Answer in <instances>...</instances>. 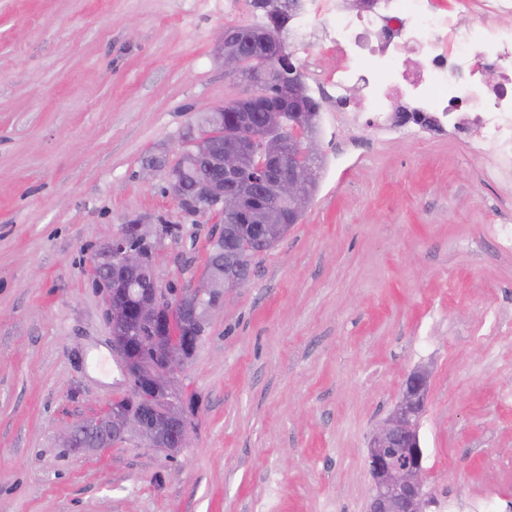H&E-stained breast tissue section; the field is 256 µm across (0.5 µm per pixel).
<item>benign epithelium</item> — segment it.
Returning <instances> with one entry per match:
<instances>
[{"mask_svg":"<svg viewBox=\"0 0 512 512\" xmlns=\"http://www.w3.org/2000/svg\"><path fill=\"white\" fill-rule=\"evenodd\" d=\"M257 38L265 45V52L250 57L230 55L224 57L225 73L233 78H243L251 86L224 105L220 111L249 112L256 104L260 91L269 84H277L280 94L263 103V111L272 115L290 113L292 124L283 129V121H265L260 126L252 124L248 117L237 126L235 146L214 155L209 149V136L195 141L200 155L215 170L224 173V184L216 188L205 186L204 197L207 209L216 211L240 225L257 245L268 241V230L255 219L258 208L271 201L281 205L287 212L288 223H300L310 198L304 185L312 178L311 160L317 157V143L311 137L302 136V126L312 112L307 88L296 65L293 53L289 52L274 31H264ZM259 155L252 178L244 181L240 177L243 169L242 157ZM147 241L153 234L145 221L135 219L130 231H121L109 241L112 263L120 279L121 287L132 288L137 280L149 282L147 291L135 303L129 304L111 288L101 287L105 303L106 318L113 327L116 348L125 353L124 341L119 338L120 329L133 320H144L158 314L172 321L195 312L194 306L186 303L183 294L162 287L154 277V270L162 258V250L156 247L145 251L128 242L129 234ZM235 288L227 287L212 279H202L193 290L196 302L203 304L214 295L219 300L207 306L212 317L224 310V303L233 298ZM129 376L136 380L134 397L150 407L164 409L161 426L173 431V440L178 448L187 447L192 423L181 412L179 405L168 401L167 388L175 381L183 363L169 359L159 365L142 366L125 358ZM429 393V373L417 369L410 373L402 386L398 403L390 415L372 434L368 444L367 465L373 481V495L367 512H425L424 451L421 447L418 421L425 408ZM116 427L126 435L146 433L144 422L135 415L116 416ZM402 446L405 459L390 462L383 455L386 448Z\"/></svg>","mask_w":512,"mask_h":512,"instance_id":"7a95c632","label":"benign epithelium"}]
</instances>
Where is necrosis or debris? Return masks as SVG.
Returning <instances> with one entry per match:
<instances>
[{
  "mask_svg": "<svg viewBox=\"0 0 512 512\" xmlns=\"http://www.w3.org/2000/svg\"><path fill=\"white\" fill-rule=\"evenodd\" d=\"M474 27L445 0H298L302 37L334 52L318 86L336 119L380 138L446 130L490 184H512V0H474ZM360 87L350 99L351 87Z\"/></svg>",
  "mask_w": 512,
  "mask_h": 512,
  "instance_id": "obj_1",
  "label": "necrosis or debris"
}]
</instances>
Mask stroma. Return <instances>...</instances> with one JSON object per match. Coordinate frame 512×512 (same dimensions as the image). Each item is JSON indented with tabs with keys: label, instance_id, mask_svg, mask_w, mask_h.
I'll use <instances>...</instances> for the list:
<instances>
[{
	"label": "stroma",
	"instance_id": "stroma-1",
	"mask_svg": "<svg viewBox=\"0 0 512 512\" xmlns=\"http://www.w3.org/2000/svg\"><path fill=\"white\" fill-rule=\"evenodd\" d=\"M256 16L237 0H0V512H366L369 438L421 366L427 512H512V251L487 233L512 219V188L438 132L317 134L301 223L177 379L196 401L188 447L62 448L131 390L96 251L161 217L157 281L185 292L204 270L221 217L185 215L142 160L177 161L193 112L245 91L217 40Z\"/></svg>",
	"mask_w": 512,
	"mask_h": 512
}]
</instances>
